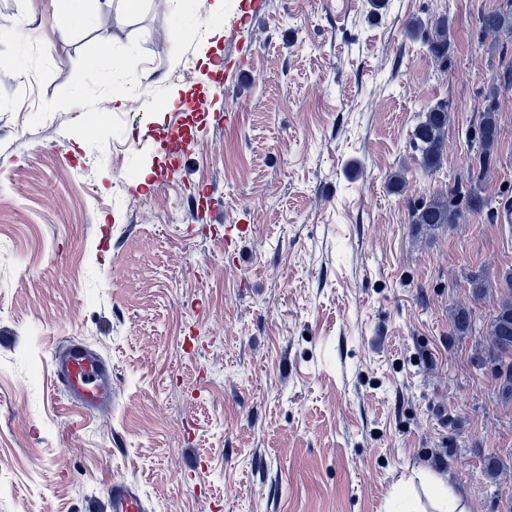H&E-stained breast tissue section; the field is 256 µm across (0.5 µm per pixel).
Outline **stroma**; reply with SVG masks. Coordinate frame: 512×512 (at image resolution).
Instances as JSON below:
<instances>
[{"instance_id": "35a3bbf8", "label": "stroma", "mask_w": 512, "mask_h": 512, "mask_svg": "<svg viewBox=\"0 0 512 512\" xmlns=\"http://www.w3.org/2000/svg\"><path fill=\"white\" fill-rule=\"evenodd\" d=\"M208 4L88 0L60 32L51 0H0V512H93L120 479L145 512H429L432 475L512 512V404L480 364L512 225L408 218L467 179L491 86L482 192L512 204V36L476 34L512 0H225L252 39L222 42L220 96ZM443 14L444 69L407 31ZM444 100L429 175L409 139ZM74 340L111 363V411L54 391ZM206 35L203 44L201 45L198 53V58L201 64L206 65L210 71H216L220 68L219 64H215L212 61L210 54L213 49L218 47L226 34L224 27L219 25H209L208 22L204 24Z\"/></svg>"}]
</instances>
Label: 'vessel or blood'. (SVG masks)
Returning a JSON list of instances; mask_svg holds the SVG:
<instances>
[{"label": "vessel or blood", "instance_id": "b4317fda", "mask_svg": "<svg viewBox=\"0 0 512 512\" xmlns=\"http://www.w3.org/2000/svg\"><path fill=\"white\" fill-rule=\"evenodd\" d=\"M50 375L55 389L74 402L95 410L112 405V366L96 351L81 343L55 347L50 356ZM138 487L116 480L107 492L106 512H143Z\"/></svg>", "mask_w": 512, "mask_h": 512}]
</instances>
